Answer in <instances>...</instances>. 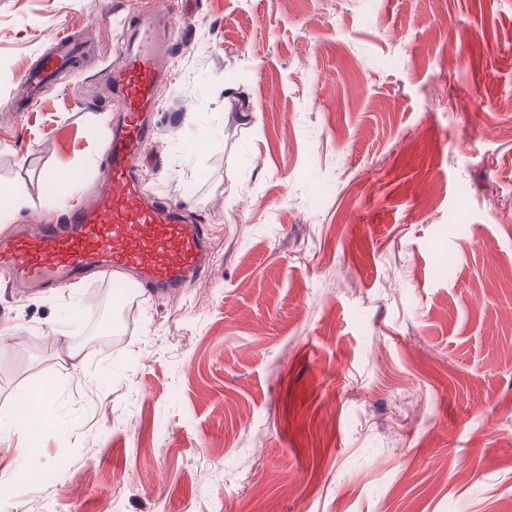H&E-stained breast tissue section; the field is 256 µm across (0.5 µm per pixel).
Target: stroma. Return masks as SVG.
<instances>
[{
    "instance_id": "obj_1",
    "label": "stroma",
    "mask_w": 512,
    "mask_h": 512,
    "mask_svg": "<svg viewBox=\"0 0 512 512\" xmlns=\"http://www.w3.org/2000/svg\"><path fill=\"white\" fill-rule=\"evenodd\" d=\"M133 2L0 0L11 225L102 187ZM163 9L145 188L214 265L175 301L0 280V417L58 383L0 512H512V0ZM61 30L89 57L12 109Z\"/></svg>"
}]
</instances>
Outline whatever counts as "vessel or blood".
I'll return each mask as SVG.
<instances>
[{
	"instance_id": "vessel-or-blood-1",
	"label": "vessel or blood",
	"mask_w": 512,
	"mask_h": 512,
	"mask_svg": "<svg viewBox=\"0 0 512 512\" xmlns=\"http://www.w3.org/2000/svg\"><path fill=\"white\" fill-rule=\"evenodd\" d=\"M112 23L133 41L122 45L114 75L123 121L104 138L105 184L72 204L62 223L0 236V276L12 286L51 288L58 279L77 281L94 272L121 294L139 288L176 296L209 269L207 225L189 222L179 206L148 196L139 175L141 152L152 136L147 118L159 109L164 60L176 43L159 34L151 5L134 18L114 12ZM54 41L57 53L23 79V98H35L44 79L75 50L68 34L55 35Z\"/></svg>"
}]
</instances>
